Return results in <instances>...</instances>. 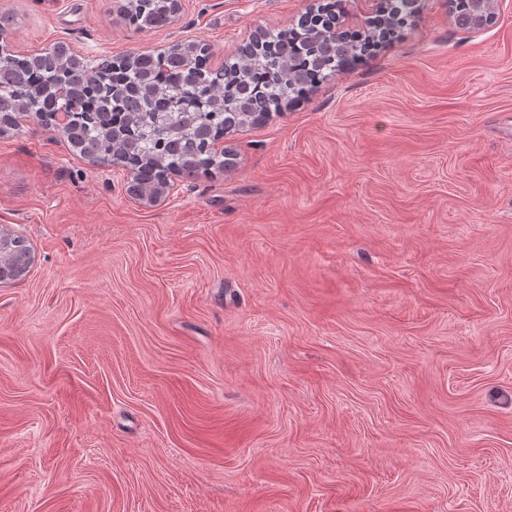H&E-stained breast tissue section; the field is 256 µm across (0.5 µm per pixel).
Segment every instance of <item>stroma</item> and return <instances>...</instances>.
Masks as SVG:
<instances>
[{
    "mask_svg": "<svg viewBox=\"0 0 512 512\" xmlns=\"http://www.w3.org/2000/svg\"><path fill=\"white\" fill-rule=\"evenodd\" d=\"M328 0H0L15 55L210 49ZM422 0L232 159L130 194L32 115L0 134V512H512V0ZM124 8V16L130 24L137 28L158 29L174 25L181 12V0H128ZM171 19V22H170ZM496 3L493 0H449L450 14L458 27L477 30L497 22Z\"/></svg>",
    "mask_w": 512,
    "mask_h": 512,
    "instance_id": "1",
    "label": "stroma"
}]
</instances>
